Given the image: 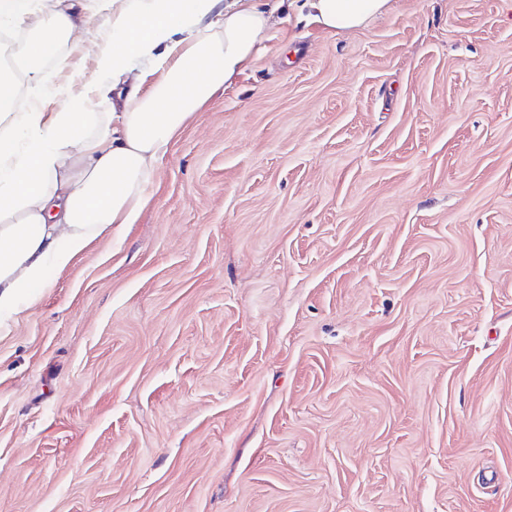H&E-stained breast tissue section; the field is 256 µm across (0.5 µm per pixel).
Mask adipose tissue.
Instances as JSON below:
<instances>
[{
  "instance_id": "obj_1",
  "label": "adipose tissue",
  "mask_w": 512,
  "mask_h": 512,
  "mask_svg": "<svg viewBox=\"0 0 512 512\" xmlns=\"http://www.w3.org/2000/svg\"><path fill=\"white\" fill-rule=\"evenodd\" d=\"M310 21L341 34L387 14L390 0H303ZM68 0L16 49L29 67L53 60L81 20ZM262 0H112L110 41L98 53L95 93L120 111L88 122V99L66 86L58 112L22 96L19 76L0 70V318L48 288V269H65L102 234L137 223L171 142L189 119L228 88L270 29ZM223 24H215V17ZM159 76L141 91L137 65Z\"/></svg>"
}]
</instances>
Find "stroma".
<instances>
[{
	"label": "stroma",
	"mask_w": 512,
	"mask_h": 512,
	"mask_svg": "<svg viewBox=\"0 0 512 512\" xmlns=\"http://www.w3.org/2000/svg\"><path fill=\"white\" fill-rule=\"evenodd\" d=\"M151 192L0 330V512H512V0L277 10ZM300 14L323 29L341 34L364 28L390 10L391 0H289ZM297 1H303L296 5Z\"/></svg>",
	"instance_id": "1"
}]
</instances>
